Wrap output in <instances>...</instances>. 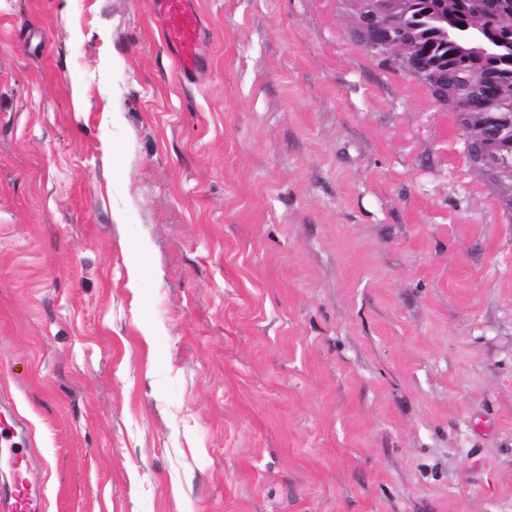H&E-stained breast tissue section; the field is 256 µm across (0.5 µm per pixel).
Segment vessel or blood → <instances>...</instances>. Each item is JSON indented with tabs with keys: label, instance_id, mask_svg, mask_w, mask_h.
<instances>
[{
	"label": "vessel or blood",
	"instance_id": "obj_1",
	"mask_svg": "<svg viewBox=\"0 0 512 512\" xmlns=\"http://www.w3.org/2000/svg\"><path fill=\"white\" fill-rule=\"evenodd\" d=\"M155 17L182 79L193 82L203 66L204 35L194 0H153ZM0 441L8 447L13 484L0 491V512H42L41 490L27 477L30 459L24 449L25 430L0 413Z\"/></svg>",
	"mask_w": 512,
	"mask_h": 512
}]
</instances>
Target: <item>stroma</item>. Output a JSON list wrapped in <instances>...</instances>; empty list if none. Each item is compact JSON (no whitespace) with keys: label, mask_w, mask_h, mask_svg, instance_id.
<instances>
[{"label":"stroma","mask_w":512,"mask_h":512,"mask_svg":"<svg viewBox=\"0 0 512 512\" xmlns=\"http://www.w3.org/2000/svg\"><path fill=\"white\" fill-rule=\"evenodd\" d=\"M196 3L190 84L152 0H0L43 512H512V214L452 112L344 0Z\"/></svg>","instance_id":"1"}]
</instances>
